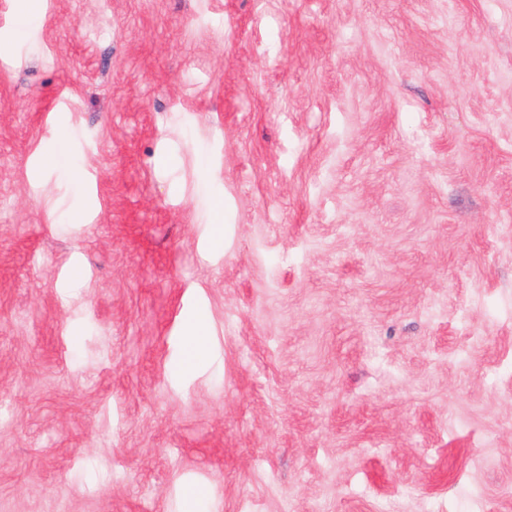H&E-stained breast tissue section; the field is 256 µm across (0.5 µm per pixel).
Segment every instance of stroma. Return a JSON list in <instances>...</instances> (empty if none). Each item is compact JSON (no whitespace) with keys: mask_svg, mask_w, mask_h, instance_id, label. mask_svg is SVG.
<instances>
[{"mask_svg":"<svg viewBox=\"0 0 512 512\" xmlns=\"http://www.w3.org/2000/svg\"><path fill=\"white\" fill-rule=\"evenodd\" d=\"M1 42L0 512H512V0ZM185 326L188 356L190 360H194L199 353L201 342L208 333V326L201 316L189 318Z\"/></svg>","mask_w":512,"mask_h":512,"instance_id":"obj_1","label":"stroma"}]
</instances>
